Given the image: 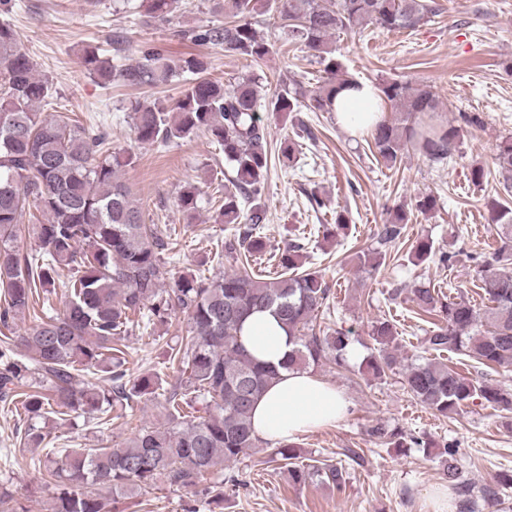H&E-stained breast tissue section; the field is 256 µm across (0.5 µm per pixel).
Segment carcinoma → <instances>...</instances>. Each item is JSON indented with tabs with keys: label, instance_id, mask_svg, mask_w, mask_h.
<instances>
[{
	"label": "carcinoma",
	"instance_id": "obj_1",
	"mask_svg": "<svg viewBox=\"0 0 512 512\" xmlns=\"http://www.w3.org/2000/svg\"><path fill=\"white\" fill-rule=\"evenodd\" d=\"M143 2L148 16L167 21L179 0ZM259 3L323 66L327 79L311 103L318 112L332 111L337 91L351 80L331 46L336 35L363 24L390 32L414 29L435 14L428 0H213L214 10L228 21L189 31L191 42L218 45L254 62L263 59L270 44L251 22ZM84 63L106 84L160 87L195 75L171 106L155 100L132 105L134 139L142 146H167L206 134L234 173L216 216L234 225L224 237V256L241 261L263 252L260 200L271 149L258 112L262 107L279 116L300 111L301 89L284 88L264 101L252 78L227 89L207 76L203 57L185 53L174 59L155 48L135 65L114 66L89 47ZM379 89L381 101L392 107V115L371 134L384 162L396 163L410 148L432 162L452 159L462 129L438 120L443 104L431 89L398 82H384ZM51 99V85L36 74L15 30L1 22L0 111H9L13 123L0 125V401L30 420L95 414L107 423L135 399L163 390V426L141 428L112 446L68 448L45 468L42 480L53 490L52 512H116L117 503L151 488L161 476L173 485L195 487L224 463L259 447L251 412L279 371L255 361L239 341L251 314L268 310L277 316L295 345L289 365L300 369L342 357L350 336L342 329L317 334L315 312L327 305L331 287L319 272L304 268L296 241L281 252V273L271 279L244 266L212 278L188 271L166 284L169 242L144 223L142 208L122 180L133 155L112 150L104 133L64 115L42 117L40 108ZM494 165L512 177L511 135L496 145ZM31 204L45 221L32 227L38 249L24 253L18 230ZM490 209L502 232L481 278L488 306L481 309L462 295L444 300L429 288L412 291L416 313L439 321L421 339L424 351L436 357L408 366L403 385L445 417L478 399L512 410V390L480 384L440 360L448 353L462 363L512 367V273L495 269L512 264V208L495 201ZM408 221L403 208L394 209L378 230L379 247L358 255L360 266H380L385 258L380 247L399 239ZM411 258L416 264L432 260L450 266L454 255L422 239ZM65 270L63 310L54 313L50 295ZM176 312L189 321L187 335L169 355L178 364V382L164 390L158 373L127 380L123 340L134 324L132 315L141 314L148 326L164 324ZM29 314L34 325L18 332L16 320ZM372 335L379 349L363 365L381 378L397 365L388 350L397 326L379 320ZM91 370L101 373L103 384L85 378ZM274 455L286 462L296 484L312 477L338 488L346 482L343 466L306 464L293 445L275 448ZM455 456L449 447L440 460L450 485L460 477Z\"/></svg>",
	"mask_w": 512,
	"mask_h": 512
}]
</instances>
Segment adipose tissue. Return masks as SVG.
Returning a JSON list of instances; mask_svg holds the SVG:
<instances>
[{
  "mask_svg": "<svg viewBox=\"0 0 512 512\" xmlns=\"http://www.w3.org/2000/svg\"><path fill=\"white\" fill-rule=\"evenodd\" d=\"M379 88L359 80L341 90L333 105L336 123L351 137H359L382 119ZM240 339L255 358L279 366L278 379L258 399L252 428L262 443L281 445L297 436L345 420L351 403L344 392L308 369H285L292 349L286 332L268 311L253 314L244 323Z\"/></svg>",
  "mask_w": 512,
  "mask_h": 512,
  "instance_id": "adipose-tissue-1",
  "label": "adipose tissue"
}]
</instances>
